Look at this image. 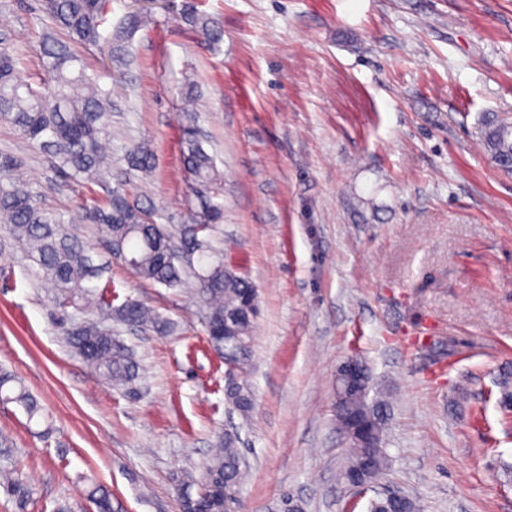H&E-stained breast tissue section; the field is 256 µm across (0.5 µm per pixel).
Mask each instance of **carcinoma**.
Segmentation results:
<instances>
[{
    "mask_svg": "<svg viewBox=\"0 0 512 512\" xmlns=\"http://www.w3.org/2000/svg\"><path fill=\"white\" fill-rule=\"evenodd\" d=\"M111 0H42L43 11L56 28L84 46H95L102 38ZM182 21L205 38L218 41L221 32L214 21L187 8ZM145 24L140 14L127 16L115 33L109 34L114 60H120L122 44ZM42 66L47 78L34 86L19 71L11 47L0 46V123L12 125L29 143L42 150L53 166L65 176L89 188V195L74 211L64 216L44 207L29 182L20 173V163L8 154L0 155V223L9 225L10 234L37 266V274L54 291L59 307L83 304L96 310L103 319L135 328H150L163 334L170 329L167 319L149 306L125 299L114 306L105 292L94 283L95 269L89 250L74 237L70 224H99L102 245L118 255L132 259L129 268L139 279L166 288H194L204 299L205 320L212 327L232 322L234 335L224 340L225 351L232 358L252 341L253 323L258 313L257 289L240 272L222 264L206 262L211 245L205 232L220 223L224 205L208 202L190 213V224L174 228L160 224L156 213L132 203L120 187L99 194L93 186H105L112 176V124L108 93L89 77L81 59L67 44L51 35L43 37ZM480 138L497 164L512 170V123L495 115L484 119ZM132 167L149 175L155 167L151 148L138 143L128 150ZM185 168L192 174V194L219 196V174L211 155L202 147L195 133H190L183 150ZM195 235L199 242V267L189 260H173L170 252L177 238ZM69 345L113 387L134 391L139 366L130 349L103 325L102 319L89 318L68 330ZM11 375H0V393L4 399L19 403L28 419L40 414V407L23 388L13 393L8 384ZM501 405L512 404V370L498 379ZM370 387L343 383L337 396L336 422L345 435L360 422L375 434L373 446L352 450L344 475H358L370 484L377 483L388 468L384 448V432L389 403L380 397H369ZM228 404L245 413L253 408L248 384L236 382L224 389ZM201 484L200 498L216 494L232 505L243 483L240 449L229 435L217 439L215 449L205 466L203 478L188 474L182 486ZM4 493L23 509L31 501V490L23 480L5 476L0 479ZM89 496L97 512H112L110 495L93 485ZM368 512H419L416 501L406 498L393 502L382 496L369 502Z\"/></svg>",
    "mask_w": 512,
    "mask_h": 512,
    "instance_id": "carcinoma-1",
    "label": "carcinoma"
}]
</instances>
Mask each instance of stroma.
<instances>
[{
	"label": "stroma",
	"instance_id": "35a3bbf8",
	"mask_svg": "<svg viewBox=\"0 0 512 512\" xmlns=\"http://www.w3.org/2000/svg\"><path fill=\"white\" fill-rule=\"evenodd\" d=\"M212 17L210 43L168 0H112L107 30L152 22L122 63L109 46L71 44L112 101V181L161 223L185 221V95L224 190L214 259L257 288L253 339L237 379L248 415L224 398L223 354L197 296L142 281L99 243L73 234L100 280L172 322L164 335L123 330L141 365L132 398L71 349L34 263L0 224V372L42 408L0 401V466L32 490L28 512H180L185 472L202 475L217 436L239 438L242 512H367L390 491L421 512H512V415L496 382L512 368V171L485 150L487 113L512 120V0H187ZM54 26L37 0H0V37L42 78L38 42ZM148 144L155 169L132 170L124 142ZM21 161L47 208L84 195L11 126L0 154ZM369 366L387 396L388 470L367 493L341 473L336 370Z\"/></svg>",
	"mask_w": 512,
	"mask_h": 512
}]
</instances>
